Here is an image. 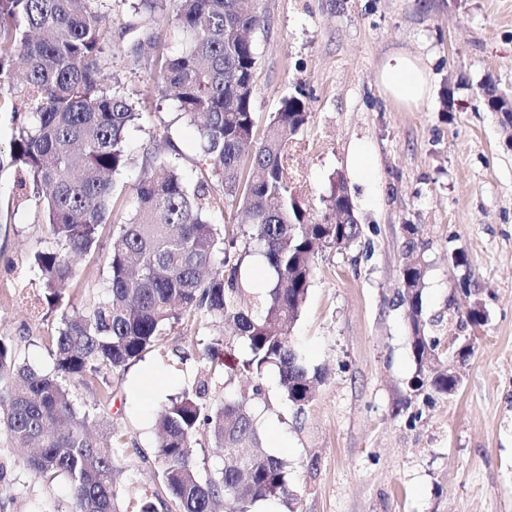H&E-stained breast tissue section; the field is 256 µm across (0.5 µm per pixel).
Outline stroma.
<instances>
[{
    "label": "stroma",
    "instance_id": "35a3bbf8",
    "mask_svg": "<svg viewBox=\"0 0 512 512\" xmlns=\"http://www.w3.org/2000/svg\"><path fill=\"white\" fill-rule=\"evenodd\" d=\"M260 8L257 127L283 98L303 93L310 118L289 161L304 174L294 194L321 218L332 177L345 175L363 232L350 249L319 254L293 327L303 359L324 376L301 418L272 368L260 378L233 372L216 395L264 386L266 402L252 409L266 447L290 465L291 512H512V127L482 96L489 80L512 94V0H260ZM396 53L430 72L427 97L409 107L379 81ZM111 72L151 114L135 144L169 134L193 169L194 130L173 123L174 101L131 67L129 43L114 45ZM357 147L368 154L366 180L352 173ZM12 187L0 179V336L47 369L58 315L27 302L39 292L30 257L46 233ZM408 224L429 242L426 317L446 315L451 301L485 312L449 397L409 394L416 364L397 297ZM456 251L467 264L452 263ZM200 365L194 358L176 368L156 351L113 380L112 422L143 451L122 461L130 490L157 489L154 418ZM12 462L0 512H64V480L35 478L22 455Z\"/></svg>",
    "mask_w": 512,
    "mask_h": 512
}]
</instances>
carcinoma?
Wrapping results in <instances>:
<instances>
[{"label":"carcinoma","mask_w":512,"mask_h":512,"mask_svg":"<svg viewBox=\"0 0 512 512\" xmlns=\"http://www.w3.org/2000/svg\"><path fill=\"white\" fill-rule=\"evenodd\" d=\"M127 0H0V112L14 134L0 153V172L11 171L19 198L45 224L49 245L35 251L43 301L60 312L51 339L53 368L22 359L0 336V439L9 448H31L27 469L43 481L63 478L68 512H120V461L125 440L103 406L111 378L122 376L182 322L205 315L244 341L239 370L260 378L274 367L279 387L304 413L322 373L304 364L293 336L325 248L348 249L362 233L349 188L332 179L327 211L310 222L293 194L285 161L310 112L302 95L281 101L263 136L252 112L256 56L251 34L265 26L259 0H136L132 19L116 31L107 3ZM171 8L181 49L138 16ZM132 41L134 63L173 91L174 121L192 127L207 176L186 174L180 151L164 136L163 152L132 153L133 133L148 113L120 93L106 74L114 43ZM139 168L130 186L116 177ZM237 203L249 225L241 236L213 222L212 183ZM110 240L103 250V240ZM256 246L271 271L269 287L249 288L245 261ZM399 305L405 308L417 370L411 390L452 395L459 379L431 366L441 337L426 322L423 287L427 242L406 226ZM104 260L107 276L89 302L66 301L80 263ZM483 323L477 307L448 308V325ZM201 366L179 396L156 417L159 485L179 512H252L259 502L291 507L297 499L288 461L274 455L259 435L249 398L216 399V368L225 366L224 337L205 344ZM91 397L78 402L74 391ZM223 449L222 466L204 472L194 457L196 436Z\"/></svg>","instance_id":"cac0c4a2"}]
</instances>
